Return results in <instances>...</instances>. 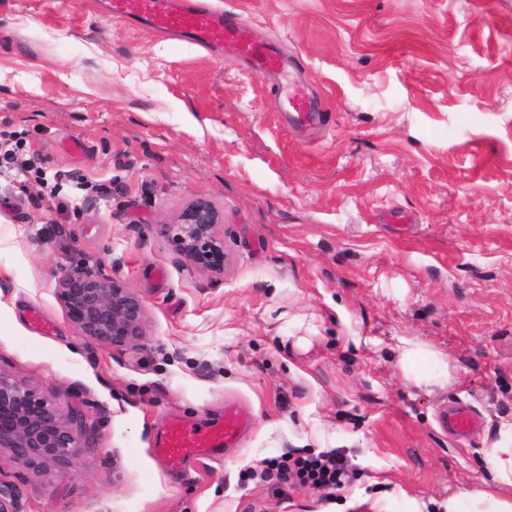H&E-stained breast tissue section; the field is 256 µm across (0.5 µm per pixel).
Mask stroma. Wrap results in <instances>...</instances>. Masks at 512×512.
Returning a JSON list of instances; mask_svg holds the SVG:
<instances>
[{
	"instance_id": "obj_1",
	"label": "stroma",
	"mask_w": 512,
	"mask_h": 512,
	"mask_svg": "<svg viewBox=\"0 0 512 512\" xmlns=\"http://www.w3.org/2000/svg\"><path fill=\"white\" fill-rule=\"evenodd\" d=\"M209 2L279 43L278 82L104 0H0V146L103 187L77 206L0 167V368L94 431L64 477L0 454V488L19 512H436L495 491L481 450L512 422V0ZM300 76L329 115L305 137L278 107ZM200 197L224 216L220 276L164 231ZM393 210L407 229L382 223ZM83 258L143 298L138 345L66 318L57 277ZM400 336L450 380L401 363ZM452 400L481 433L448 435ZM228 402L252 421L239 447L182 471L155 456L169 416L203 424ZM331 450L354 478L330 496L263 472ZM396 348L401 354L402 360L404 362H410L414 359L420 357L423 355V353L427 354L428 356H432L435 358L440 373L438 377L442 378H450V370L449 365L445 364L441 359H439V356L435 352H431L426 350L424 347H422L418 342H416L413 338L408 336H400L396 339Z\"/></svg>"
}]
</instances>
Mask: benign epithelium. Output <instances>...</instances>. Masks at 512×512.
<instances>
[{
	"instance_id": "1",
	"label": "benign epithelium",
	"mask_w": 512,
	"mask_h": 512,
	"mask_svg": "<svg viewBox=\"0 0 512 512\" xmlns=\"http://www.w3.org/2000/svg\"><path fill=\"white\" fill-rule=\"evenodd\" d=\"M222 216L214 203L199 198L189 204L166 232L195 266L224 273L227 256L218 233ZM56 297L67 319L104 347L137 344L145 336L143 299L123 281L84 262L64 270ZM91 433L80 415L30 384L0 369V453L28 470L53 469L64 474L76 449L88 446Z\"/></svg>"
}]
</instances>
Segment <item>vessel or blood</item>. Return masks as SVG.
Here are the masks:
<instances>
[{"label":"vessel or blood","mask_w":512,"mask_h":512,"mask_svg":"<svg viewBox=\"0 0 512 512\" xmlns=\"http://www.w3.org/2000/svg\"><path fill=\"white\" fill-rule=\"evenodd\" d=\"M107 10L110 16L139 21L181 41L218 48L226 56L244 59L261 79L275 76L283 68L275 43L257 39L249 21L198 4L197 0H107ZM282 110L290 124L298 128L326 120L301 81L292 83L283 95ZM441 424L463 438L480 428L481 418L471 405L457 402L444 411ZM248 427L247 420L231 407L225 408L223 419L202 426L173 415L154 453L177 467L185 461L209 458L219 450L237 447Z\"/></svg>","instance_id":"obj_1"}]
</instances>
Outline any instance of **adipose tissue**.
Listing matches in <instances>:
<instances>
[{"label": "adipose tissue", "mask_w": 512, "mask_h": 512, "mask_svg": "<svg viewBox=\"0 0 512 512\" xmlns=\"http://www.w3.org/2000/svg\"><path fill=\"white\" fill-rule=\"evenodd\" d=\"M497 434V440L482 448L481 454L499 494L477 489L453 496L444 512H512V422L500 424Z\"/></svg>", "instance_id": "ef3b65f1"}]
</instances>
